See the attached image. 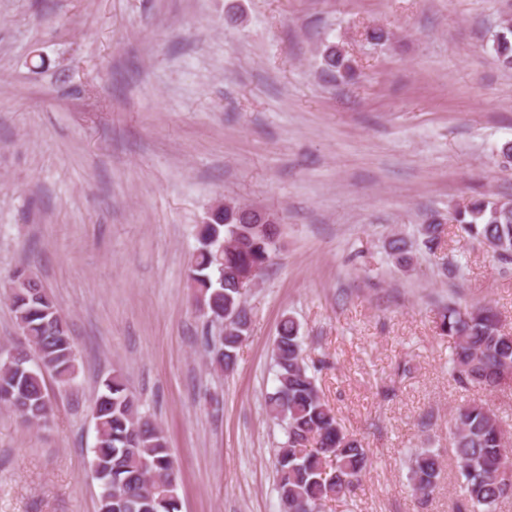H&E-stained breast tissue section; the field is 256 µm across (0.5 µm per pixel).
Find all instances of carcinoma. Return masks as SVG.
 I'll list each match as a JSON object with an SVG mask.
<instances>
[{
	"label": "carcinoma",
	"instance_id": "cac0c4a2",
	"mask_svg": "<svg viewBox=\"0 0 512 512\" xmlns=\"http://www.w3.org/2000/svg\"><path fill=\"white\" fill-rule=\"evenodd\" d=\"M499 64L512 70V22L506 20L493 45ZM322 71L333 80H349L355 70L343 46L330 43L321 53ZM274 212L224 202L196 228L189 280L203 316L229 330L213 350L212 363L235 364L251 316L244 304L243 273L264 272L276 250ZM461 231L503 263L512 262V199L473 198L454 211ZM442 218L429 215L420 228L423 246L438 248ZM0 295L10 304L24 339L0 358V406L27 426H49L54 406L43 377L60 385L77 378V354L66 318L39 276L28 266L15 269ZM440 330L453 339L450 375L462 388L491 392L512 378V334L502 330L499 313L489 305L448 303ZM276 386L265 409L284 423L286 439L275 449L274 470L279 512H313L330 501L354 496L367 468L362 440L348 432L325 401L302 356L299 325L282 320L273 341ZM95 430L90 467L98 486L99 512H180L178 470L163 429L141 412L138 396L120 373L102 380L89 406ZM448 452L458 467L459 490L448 512H498L512 500V435L486 402L458 407ZM442 457L429 449L411 458L409 482L425 498L439 485Z\"/></svg>",
	"mask_w": 512,
	"mask_h": 512
}]
</instances>
